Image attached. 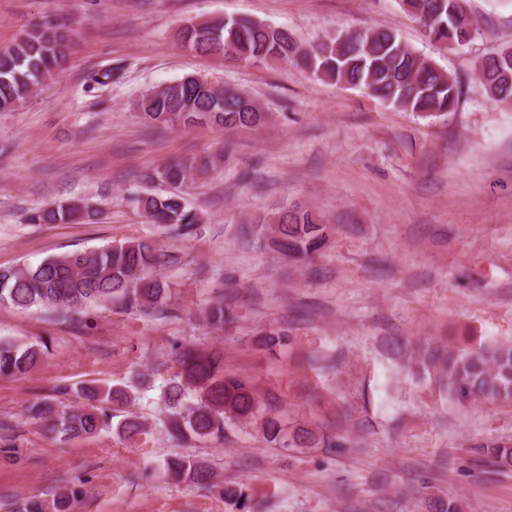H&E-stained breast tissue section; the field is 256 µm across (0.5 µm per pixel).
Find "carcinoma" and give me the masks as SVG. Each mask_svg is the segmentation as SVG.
<instances>
[{"label": "carcinoma", "mask_w": 512, "mask_h": 512, "mask_svg": "<svg viewBox=\"0 0 512 512\" xmlns=\"http://www.w3.org/2000/svg\"><path fill=\"white\" fill-rule=\"evenodd\" d=\"M401 8L416 18L426 35L444 47H461L479 34L467 0H400ZM181 46L211 55L255 63L295 62L316 79L360 88L391 105L426 118L444 117L458 106V79L434 59L403 42L387 28L338 30L319 43L305 46L287 28L248 18L191 20L178 32ZM70 39L65 28L45 20L24 31L14 45L0 49V112L9 111L54 77L67 62ZM112 69H100L87 80L85 92L112 84ZM478 82L492 99L512 103V45L481 61ZM146 127L192 129L206 125L228 131L263 126L268 113L247 93L185 76L145 90L137 104ZM210 161L178 160L143 176L147 183L169 187L164 195L135 197L147 223L167 229L178 238H190L202 221L188 206L181 187L194 172H204ZM98 215L88 203H53L30 211L31 224H72ZM266 243L293 262L301 263L329 242L330 228L315 211L294 205L281 209L264 227ZM178 258L166 254L152 239H130L110 245L58 254L37 264L22 263L0 270V305L18 309L78 313L88 307L119 303L144 318H154L166 299L167 282L159 269ZM207 321L218 327L233 319L224 301L212 303ZM48 351L42 340L0 341V376L29 373ZM422 364L444 381L448 398L459 403L476 400L512 403V343L475 348L432 345L421 354ZM177 370L162 391L167 410L164 425L187 439H220L235 423L256 424L266 442L279 448H307L321 443L315 432L288 428L261 408L248 380L224 372V357L189 345L176 352ZM83 407L58 411L35 401L28 418L47 432L67 438H89L115 430L123 438L146 441L150 428L128 410L136 400L128 386L90 385L81 388ZM474 451L495 467L512 466V444L485 442ZM167 476L198 485L212 480L208 465L189 456L164 460ZM84 491L72 484L49 498H30L15 512H75Z\"/></svg>", "instance_id": "cac0c4a2"}]
</instances>
